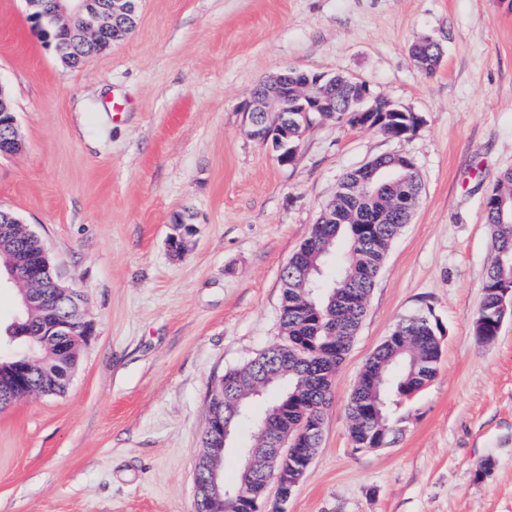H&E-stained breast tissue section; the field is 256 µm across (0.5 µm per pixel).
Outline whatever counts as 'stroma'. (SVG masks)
Returning <instances> with one entry per match:
<instances>
[{
    "label": "stroma",
    "instance_id": "35a3bbf8",
    "mask_svg": "<svg viewBox=\"0 0 512 512\" xmlns=\"http://www.w3.org/2000/svg\"><path fill=\"white\" fill-rule=\"evenodd\" d=\"M0 0V85L23 154L0 206L41 237L92 333L64 395L0 412V512H194L210 390L281 340L280 272L350 170L414 158L422 196L391 243L339 365L323 436L285 512H512V318L473 320L494 257L485 198L512 169L504 0H141L132 34L76 68ZM438 41L433 75L412 45ZM349 73L416 113L407 138L313 119L293 164L250 134L284 68ZM194 233L182 256L175 219ZM428 314L436 378L402 432L354 447L347 397L398 322Z\"/></svg>",
    "mask_w": 512,
    "mask_h": 512
}]
</instances>
